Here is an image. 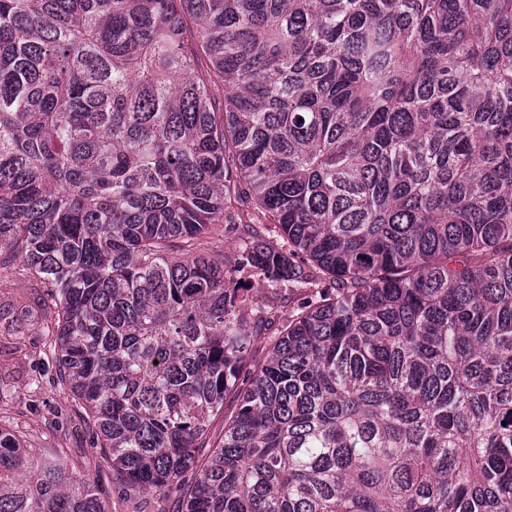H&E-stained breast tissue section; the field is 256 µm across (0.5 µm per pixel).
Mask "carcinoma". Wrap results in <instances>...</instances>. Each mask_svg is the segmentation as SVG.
Returning <instances> with one entry per match:
<instances>
[{"label": "carcinoma", "instance_id": "carcinoma-1", "mask_svg": "<svg viewBox=\"0 0 512 512\" xmlns=\"http://www.w3.org/2000/svg\"><path fill=\"white\" fill-rule=\"evenodd\" d=\"M243 199L275 233L193 254ZM14 260L122 492L512 512V0H0ZM0 512L108 496L0 428Z\"/></svg>", "mask_w": 512, "mask_h": 512}]
</instances>
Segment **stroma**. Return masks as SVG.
<instances>
[{"label":"stroma","mask_w":512,"mask_h":512,"mask_svg":"<svg viewBox=\"0 0 512 512\" xmlns=\"http://www.w3.org/2000/svg\"><path fill=\"white\" fill-rule=\"evenodd\" d=\"M51 336L29 333L0 337V427L23 437L27 447L69 449L88 480L110 489L112 512H174V500L124 497L112 492V476L92 445L67 394L54 385L57 363Z\"/></svg>","instance_id":"stroma-1"}]
</instances>
